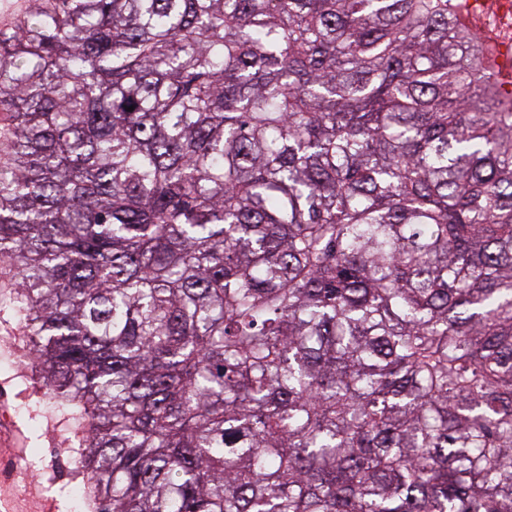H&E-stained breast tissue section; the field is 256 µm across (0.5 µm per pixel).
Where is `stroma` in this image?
<instances>
[{
  "mask_svg": "<svg viewBox=\"0 0 512 512\" xmlns=\"http://www.w3.org/2000/svg\"><path fill=\"white\" fill-rule=\"evenodd\" d=\"M26 350L23 332L0 314V432L5 447L35 458L34 470L0 480V499L14 512H67V491L74 485V435L56 421V409L18 363Z\"/></svg>",
  "mask_w": 512,
  "mask_h": 512,
  "instance_id": "35a3bbf8",
  "label": "stroma"
}]
</instances>
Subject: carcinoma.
Listing matches in <instances>:
<instances>
[{
  "mask_svg": "<svg viewBox=\"0 0 512 512\" xmlns=\"http://www.w3.org/2000/svg\"><path fill=\"white\" fill-rule=\"evenodd\" d=\"M483 47L451 0L0 27V306L88 512H512V91Z\"/></svg>",
  "mask_w": 512,
  "mask_h": 512,
  "instance_id": "cac0c4a2",
  "label": "carcinoma"
}]
</instances>
